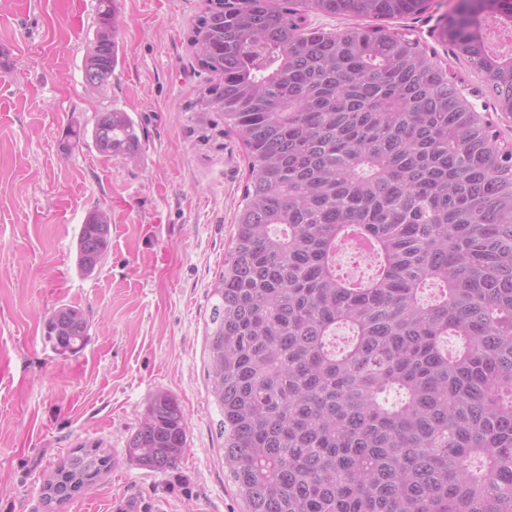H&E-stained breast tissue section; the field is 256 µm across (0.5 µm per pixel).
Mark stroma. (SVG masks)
I'll return each mask as SVG.
<instances>
[{"label":"stroma","mask_w":512,"mask_h":512,"mask_svg":"<svg viewBox=\"0 0 512 512\" xmlns=\"http://www.w3.org/2000/svg\"><path fill=\"white\" fill-rule=\"evenodd\" d=\"M455 0L392 19L450 72L512 145V115L484 75L440 31ZM201 0H119L121 61L109 85L86 88L83 60L95 0H0V512H244L224 469L221 418L207 395L208 286L224 264L246 161L231 133L200 130L185 106L208 76L187 43ZM137 123L135 159L85 146L64 154L76 123L109 106ZM111 215L110 245L89 277L76 267L88 214ZM82 309L88 336L56 351L44 321ZM177 398L186 421L180 463L153 472L130 462L127 441L154 393ZM102 443L111 472L62 507L41 477L82 444Z\"/></svg>","instance_id":"1"}]
</instances>
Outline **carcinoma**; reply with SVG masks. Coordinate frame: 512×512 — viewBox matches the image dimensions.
<instances>
[{
  "mask_svg": "<svg viewBox=\"0 0 512 512\" xmlns=\"http://www.w3.org/2000/svg\"><path fill=\"white\" fill-rule=\"evenodd\" d=\"M427 8L203 0L188 29L209 80L186 111L202 128L222 121L248 166L207 328L224 468L245 512H512V147L419 42L310 19ZM96 15L83 76L101 89L120 63L116 0H98ZM491 19L512 34V4L478 0L458 22L455 56L493 75L512 113V54L486 48ZM89 138L108 157L140 150L117 107L71 128L62 150ZM109 235L110 215L90 212L81 275L95 273ZM348 238L370 242V279L338 273ZM88 327L62 305L46 335L74 353ZM339 327L352 332L340 350ZM186 446L178 400L154 394L127 458L166 471Z\"/></svg>",
  "mask_w": 512,
  "mask_h": 512,
  "instance_id": "1",
  "label": "carcinoma"
}]
</instances>
